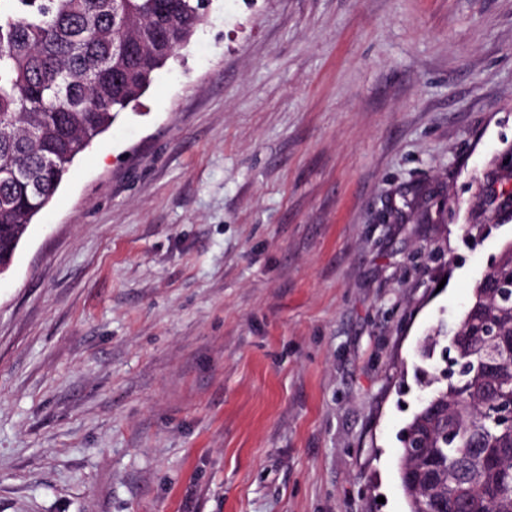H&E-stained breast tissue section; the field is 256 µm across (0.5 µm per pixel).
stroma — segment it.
<instances>
[{
    "label": "stroma",
    "instance_id": "35a3bbf8",
    "mask_svg": "<svg viewBox=\"0 0 512 512\" xmlns=\"http://www.w3.org/2000/svg\"><path fill=\"white\" fill-rule=\"evenodd\" d=\"M509 161L512 0H210L0 275V512H408Z\"/></svg>",
    "mask_w": 512,
    "mask_h": 512
}]
</instances>
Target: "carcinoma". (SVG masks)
<instances>
[{
  "mask_svg": "<svg viewBox=\"0 0 512 512\" xmlns=\"http://www.w3.org/2000/svg\"><path fill=\"white\" fill-rule=\"evenodd\" d=\"M202 0H0V260L15 255L74 161L145 93L201 23ZM476 284L448 348L461 372L408 427L409 512H512V290Z\"/></svg>",
  "mask_w": 512,
  "mask_h": 512,
  "instance_id": "cac0c4a2",
  "label": "carcinoma"
}]
</instances>
